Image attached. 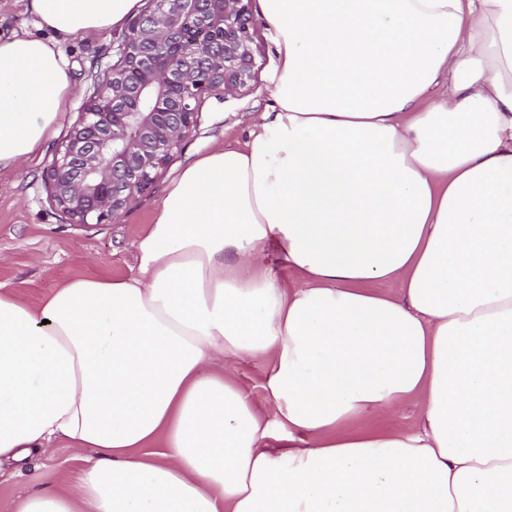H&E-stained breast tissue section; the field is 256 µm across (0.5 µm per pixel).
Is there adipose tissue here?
Masks as SVG:
<instances>
[{"label": "adipose tissue", "instance_id": "obj_1", "mask_svg": "<svg viewBox=\"0 0 512 512\" xmlns=\"http://www.w3.org/2000/svg\"><path fill=\"white\" fill-rule=\"evenodd\" d=\"M259 2L272 102L173 181L130 274L0 283V463L77 470L0 512H512V0ZM142 7L26 0L0 169L60 122V44ZM255 356L264 411L213 366ZM407 399L418 426L383 425Z\"/></svg>", "mask_w": 512, "mask_h": 512}]
</instances>
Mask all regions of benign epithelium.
I'll return each instance as SVG.
<instances>
[{
	"instance_id": "benign-epithelium-1",
	"label": "benign epithelium",
	"mask_w": 512,
	"mask_h": 512,
	"mask_svg": "<svg viewBox=\"0 0 512 512\" xmlns=\"http://www.w3.org/2000/svg\"><path fill=\"white\" fill-rule=\"evenodd\" d=\"M251 2L147 0L46 170L53 207L74 224L116 222L196 130L199 102L247 87Z\"/></svg>"
}]
</instances>
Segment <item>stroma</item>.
Returning a JSON list of instances; mask_svg holds the SVG:
<instances>
[{"mask_svg": "<svg viewBox=\"0 0 512 512\" xmlns=\"http://www.w3.org/2000/svg\"><path fill=\"white\" fill-rule=\"evenodd\" d=\"M256 67L246 89L236 95L216 91L200 105V123L166 170L136 196L115 224H73L49 202L44 171L69 128L78 120L100 77L116 59L122 32L62 44L76 84V94L60 125L42 149L20 168L0 170V283L16 288L29 303H39L66 281L79 277L116 278L128 275L133 242L144 233L172 181L214 146L246 137L251 122L271 101L277 54L273 35L261 16H254ZM71 449L36 456L22 475L0 466V499L22 490L73 481Z\"/></svg>", "mask_w": 512, "mask_h": 512, "instance_id": "1", "label": "stroma"}]
</instances>
